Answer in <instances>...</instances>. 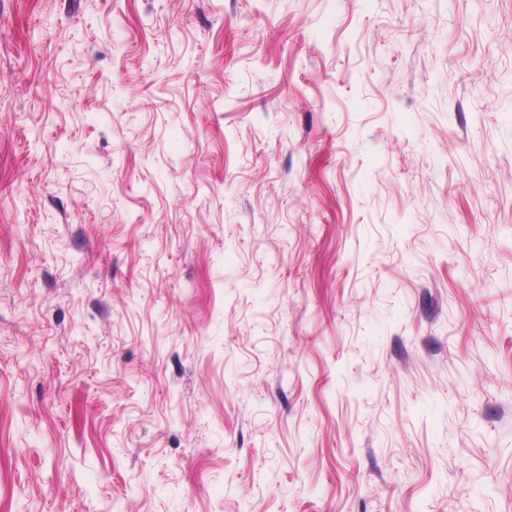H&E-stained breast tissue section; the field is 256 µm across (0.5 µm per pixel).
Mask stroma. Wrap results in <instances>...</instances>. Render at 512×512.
Listing matches in <instances>:
<instances>
[{
	"label": "stroma",
	"instance_id": "stroma-1",
	"mask_svg": "<svg viewBox=\"0 0 512 512\" xmlns=\"http://www.w3.org/2000/svg\"><path fill=\"white\" fill-rule=\"evenodd\" d=\"M0 512H512V0H0Z\"/></svg>",
	"mask_w": 512,
	"mask_h": 512
}]
</instances>
